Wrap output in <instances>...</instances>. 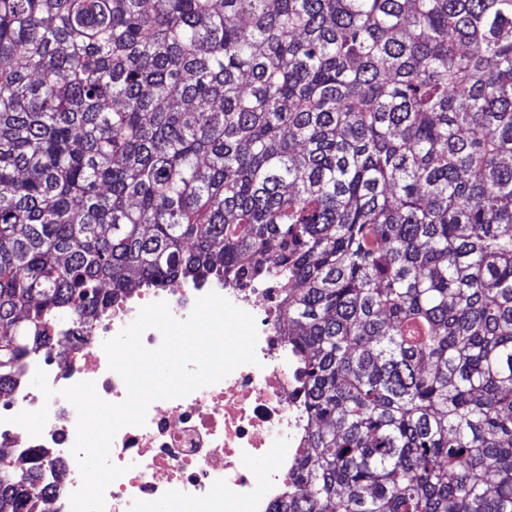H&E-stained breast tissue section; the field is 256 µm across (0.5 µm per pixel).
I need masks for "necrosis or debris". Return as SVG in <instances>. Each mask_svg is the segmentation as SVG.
I'll return each mask as SVG.
<instances>
[{"instance_id":"1","label":"necrosis or debris","mask_w":512,"mask_h":512,"mask_svg":"<svg viewBox=\"0 0 512 512\" xmlns=\"http://www.w3.org/2000/svg\"><path fill=\"white\" fill-rule=\"evenodd\" d=\"M212 291L254 316L257 361L184 397L154 401L144 425L122 427L110 460L125 472L107 487L104 512H279L287 502L288 474L305 446L308 418L298 361L279 317L281 294L269 283L232 288L215 279L119 294L103 315L69 323L25 357L13 391L0 397V447L11 451L6 465L39 468L51 512H71L69 497L81 485L71 452L77 412L60 389L91 381L103 400L123 402L127 389L109 368L104 342L145 305L166 302L172 316L183 320L197 298ZM39 369L56 391L52 398L29 384ZM44 406L49 414L40 436L10 421ZM260 457L269 461L261 470L254 466Z\"/></svg>"}]
</instances>
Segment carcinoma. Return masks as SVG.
<instances>
[{"label": "carcinoma", "instance_id": "1", "mask_svg": "<svg viewBox=\"0 0 512 512\" xmlns=\"http://www.w3.org/2000/svg\"><path fill=\"white\" fill-rule=\"evenodd\" d=\"M211 277L282 290L285 512H512V0H0V394Z\"/></svg>", "mask_w": 512, "mask_h": 512}]
</instances>
